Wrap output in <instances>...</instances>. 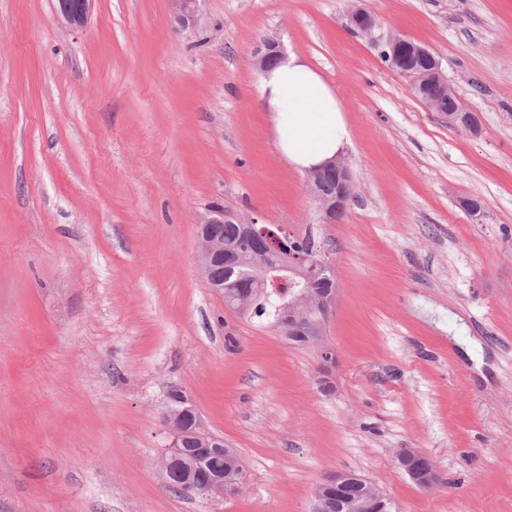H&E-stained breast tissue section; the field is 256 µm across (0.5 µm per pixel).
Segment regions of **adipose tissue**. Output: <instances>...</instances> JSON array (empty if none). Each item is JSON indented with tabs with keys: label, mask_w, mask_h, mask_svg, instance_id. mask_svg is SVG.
I'll return each instance as SVG.
<instances>
[{
	"label": "adipose tissue",
	"mask_w": 512,
	"mask_h": 512,
	"mask_svg": "<svg viewBox=\"0 0 512 512\" xmlns=\"http://www.w3.org/2000/svg\"><path fill=\"white\" fill-rule=\"evenodd\" d=\"M261 98L273 114L277 149L289 167L305 171L332 160L351 140L335 91L296 52L264 73Z\"/></svg>",
	"instance_id": "1"
}]
</instances>
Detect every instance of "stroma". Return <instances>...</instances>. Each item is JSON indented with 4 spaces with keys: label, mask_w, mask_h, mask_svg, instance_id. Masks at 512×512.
<instances>
[{
    "label": "stroma",
    "mask_w": 512,
    "mask_h": 512,
    "mask_svg": "<svg viewBox=\"0 0 512 512\" xmlns=\"http://www.w3.org/2000/svg\"><path fill=\"white\" fill-rule=\"evenodd\" d=\"M362 5L441 58L479 135L349 29L351 0H202L185 30L169 0H94L83 28L56 0H0V512H312L333 471L398 512H512V0ZM266 38L342 104L340 222L276 148ZM212 207L333 257V391L313 348L209 288ZM175 391L241 456L239 496L163 478ZM402 448L440 483L416 485ZM458 104L456 98L448 99L444 108L448 114L443 116L448 120V125L455 129H462L470 133H477L479 130V121L476 113L465 107L463 104L455 110H448V108H455Z\"/></svg>",
    "instance_id": "obj_1"
}]
</instances>
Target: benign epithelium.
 <instances>
[{
	"label": "benign epithelium",
	"instance_id": "benign-epithelium-1",
	"mask_svg": "<svg viewBox=\"0 0 512 512\" xmlns=\"http://www.w3.org/2000/svg\"><path fill=\"white\" fill-rule=\"evenodd\" d=\"M94 0H57L60 14L75 28L84 27L91 18ZM175 22L183 29L196 25L202 0H170ZM348 26L368 39L388 61L389 67L413 80L420 99L433 112L443 108V101L455 95L448 83L441 60L428 48L408 37L379 32L375 15L360 6L347 14ZM284 51L280 44L266 39L252 54L253 65L262 73L281 60ZM448 125L470 133L479 130L476 113L461 105L445 115ZM306 181L314 201L325 218L334 222L345 213L354 186L348 162L338 156L334 160L306 171ZM228 222L224 209L209 210L198 221L197 257L209 287L224 298V306L238 315L246 314L251 298L259 295L278 297L280 314L271 324L273 330L289 339L306 337V345L317 350L323 373L337 366L334 348L324 339V331L334 307L337 289L316 294L311 286L323 277L334 274L329 254L318 251L307 256L285 251L286 236L281 227L260 224L255 219L240 222L239 238L233 245L224 243L216 232V225ZM239 269L249 277V293H241L231 284L214 277L217 268ZM169 443L162 449L159 467L167 483L178 482L189 495L226 498L237 495L247 482L242 461L234 457V450L224 446V438L216 437L205 426L190 400L182 396L175 400L166 416ZM400 467L420 487L436 486L439 474L435 467L422 465L424 455L412 448H403L396 454ZM367 486L366 501L355 502L345 497L347 486L353 481ZM318 486L336 490V497L314 492L315 512H333L348 509L363 512L366 504L380 499L381 489L351 472H329L318 481Z\"/></svg>",
	"mask_w": 512,
	"mask_h": 512
}]
</instances>
